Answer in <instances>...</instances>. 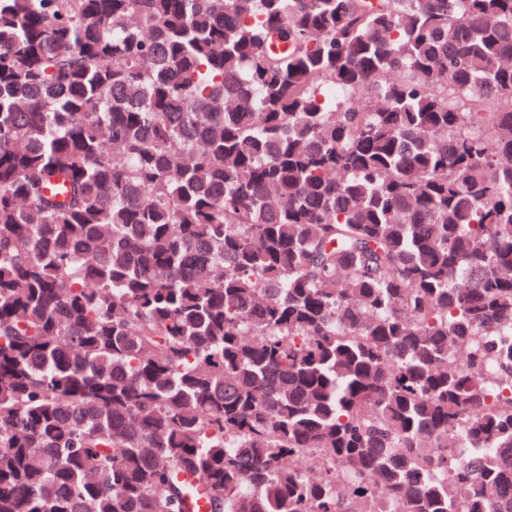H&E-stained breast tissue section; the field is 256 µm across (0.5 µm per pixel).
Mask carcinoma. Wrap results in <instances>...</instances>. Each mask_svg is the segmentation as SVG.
Wrapping results in <instances>:
<instances>
[{
    "instance_id": "obj_1",
    "label": "carcinoma",
    "mask_w": 512,
    "mask_h": 512,
    "mask_svg": "<svg viewBox=\"0 0 512 512\" xmlns=\"http://www.w3.org/2000/svg\"><path fill=\"white\" fill-rule=\"evenodd\" d=\"M512 512V0H0V512Z\"/></svg>"
}]
</instances>
